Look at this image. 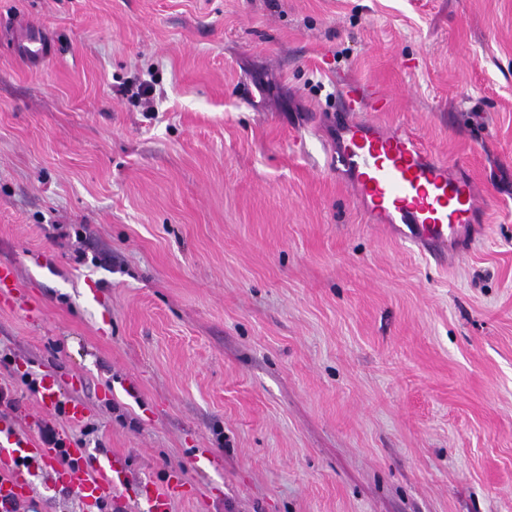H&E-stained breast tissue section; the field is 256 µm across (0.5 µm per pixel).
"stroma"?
<instances>
[{
    "label": "stroma",
    "mask_w": 512,
    "mask_h": 512,
    "mask_svg": "<svg viewBox=\"0 0 512 512\" xmlns=\"http://www.w3.org/2000/svg\"><path fill=\"white\" fill-rule=\"evenodd\" d=\"M349 83L471 174L459 255L330 171ZM3 263L0 420L57 380L169 512H512V0H0ZM125 490L135 497L143 496L148 504V512H167L171 498L185 492L184 486L178 480H168L160 486H145L137 490Z\"/></svg>",
    "instance_id": "stroma-1"
}]
</instances>
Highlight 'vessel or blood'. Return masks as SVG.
<instances>
[{
    "label": "vessel or blood",
    "instance_id": "vessel-or-blood-1",
    "mask_svg": "<svg viewBox=\"0 0 512 512\" xmlns=\"http://www.w3.org/2000/svg\"><path fill=\"white\" fill-rule=\"evenodd\" d=\"M336 114V148L331 168L349 180L353 196L370 223L402 232L436 259L469 239L480 219L476 191L464 168L448 164L427 149L405 127H389L375 119H350L358 101L356 88L341 95ZM61 386L43 381L38 400L49 415L64 413L71 422L83 419V404L63 402ZM58 445L17 436L0 423V512H22L39 471L50 474V487L67 488L85 500H111L123 486L121 459L91 458L88 449L59 435ZM184 486L169 480L139 488L148 512H168L171 498Z\"/></svg>",
    "mask_w": 512,
    "mask_h": 512
}]
</instances>
